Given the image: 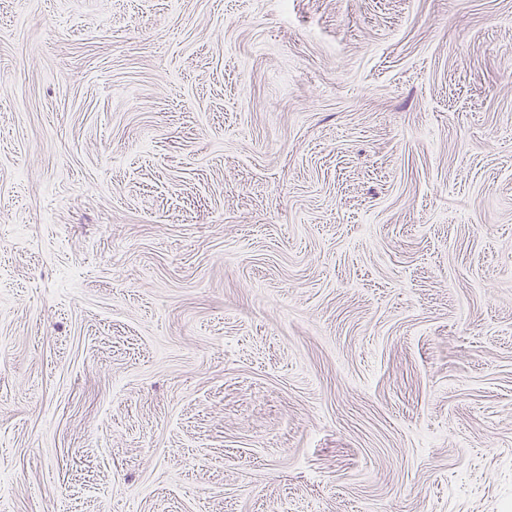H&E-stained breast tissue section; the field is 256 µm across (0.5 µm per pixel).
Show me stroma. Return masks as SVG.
<instances>
[{"instance_id":"35a3bbf8","label":"stroma","mask_w":512,"mask_h":512,"mask_svg":"<svg viewBox=\"0 0 512 512\" xmlns=\"http://www.w3.org/2000/svg\"><path fill=\"white\" fill-rule=\"evenodd\" d=\"M0 512H512V0H0Z\"/></svg>"}]
</instances>
